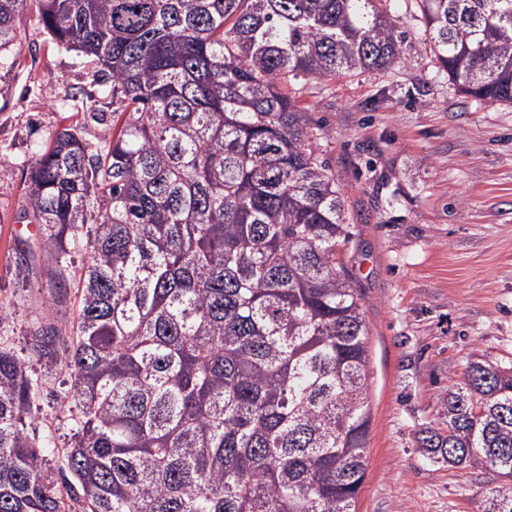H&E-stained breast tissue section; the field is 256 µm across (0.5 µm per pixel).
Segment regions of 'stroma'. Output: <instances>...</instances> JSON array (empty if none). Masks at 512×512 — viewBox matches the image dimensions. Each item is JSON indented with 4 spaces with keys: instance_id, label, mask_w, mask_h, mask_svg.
<instances>
[{
    "instance_id": "obj_1",
    "label": "stroma",
    "mask_w": 512,
    "mask_h": 512,
    "mask_svg": "<svg viewBox=\"0 0 512 512\" xmlns=\"http://www.w3.org/2000/svg\"><path fill=\"white\" fill-rule=\"evenodd\" d=\"M401 60L324 81L289 78L288 93L340 178L357 226L342 257L369 330L371 421L357 512H483L497 482L481 467L423 456L419 433L468 364L512 366V104L476 101L441 71L416 0H387ZM16 65L0 72V345L25 355L35 326L70 335L76 288L53 301L49 257L24 196L39 150L60 129L95 143L110 124L112 83L58 47L32 14L17 25ZM85 102L72 109V96ZM64 365L41 380L38 436L67 444Z\"/></svg>"
}]
</instances>
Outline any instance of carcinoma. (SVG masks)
Returning <instances> with one entry per match:
<instances>
[{"mask_svg": "<svg viewBox=\"0 0 512 512\" xmlns=\"http://www.w3.org/2000/svg\"><path fill=\"white\" fill-rule=\"evenodd\" d=\"M384 0H0L15 23L112 79V132L55 133L32 166L50 280L81 305L0 348V512H67L54 438L28 430L38 377L68 352L64 462L84 512H355L370 427L368 326L337 247L357 236L336 171L288 96L400 60ZM458 89L512 102V0H419ZM430 459L498 475L512 503V368L469 363L448 387Z\"/></svg>", "mask_w": 512, "mask_h": 512, "instance_id": "carcinoma-1", "label": "carcinoma"}]
</instances>
